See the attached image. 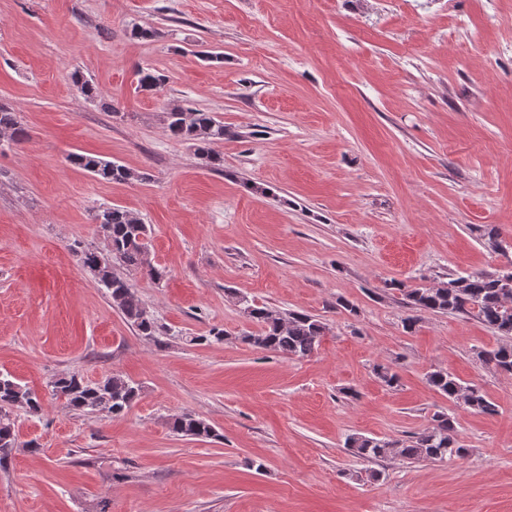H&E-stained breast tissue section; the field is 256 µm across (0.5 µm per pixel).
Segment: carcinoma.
I'll list each match as a JSON object with an SVG mask.
<instances>
[{"label": "carcinoma", "instance_id": "cac0c4a2", "mask_svg": "<svg viewBox=\"0 0 512 512\" xmlns=\"http://www.w3.org/2000/svg\"><path fill=\"white\" fill-rule=\"evenodd\" d=\"M73 85L87 99L98 97L96 88L78 73L72 75ZM166 78L149 69L139 72L138 84L144 89H157ZM166 128L170 136L186 142L205 164L213 169L224 168V156L215 145L236 136L224 122L211 112L187 109L169 104L165 112ZM0 130L10 133L8 141L17 145L26 139L16 112L0 105ZM71 164L92 175L111 182H127L136 175L121 164L105 161L89 154L73 153ZM95 220L107 242L105 251L84 248L78 251L81 264L93 272L96 283L104 294L134 328L137 335L163 345L171 337V329L160 323L139 299L135 285L114 271L119 264L140 270L147 277L159 281L164 270L150 258L149 230L136 214L118 207H101ZM386 288L397 290L404 306L412 314L403 319L407 330L419 322L417 313L462 314L478 319L505 338L491 350H484L482 363L504 374H512V265L492 274L470 272L427 286L409 287L402 282H391ZM247 317L260 329L242 336L249 346L281 354L285 357L305 358L320 346L329 331L327 323L318 316L305 312L286 315L265 305L247 302ZM374 371L381 383L389 388L398 386L399 376L389 364H378ZM429 385L449 402L483 414L496 412V405L475 385H466L455 375L443 369L427 374ZM53 395L65 400L66 407L83 414H104L117 418L127 413L140 394V387L119 374L89 384L76 373L60 377L52 383ZM23 410L36 414L42 409L39 396L19 384L7 374H0V467L5 464L13 448L17 447L14 412ZM170 430L181 436L210 439L217 436L214 428L192 412H184L169 420ZM346 448L364 461H376L389 456L410 460H455L465 457L467 449L456 438L455 418L445 411L436 412L431 427L404 440L379 439L358 434L346 438Z\"/></svg>", "mask_w": 512, "mask_h": 512}]
</instances>
